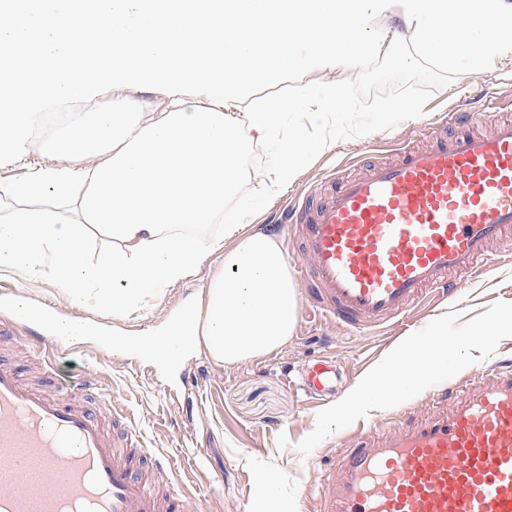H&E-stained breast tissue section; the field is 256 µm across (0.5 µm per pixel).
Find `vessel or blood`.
Returning <instances> with one entry per match:
<instances>
[{
    "label": "vessel or blood",
    "mask_w": 512,
    "mask_h": 512,
    "mask_svg": "<svg viewBox=\"0 0 512 512\" xmlns=\"http://www.w3.org/2000/svg\"><path fill=\"white\" fill-rule=\"evenodd\" d=\"M450 113L457 131H421L392 161L349 176L329 170L281 214L288 260L308 315L360 332L398 326L427 292L447 296L452 276L484 272L491 245L512 242V117L496 100ZM51 315L0 319L47 340ZM60 363L43 360L47 381ZM78 394L94 379L61 381ZM330 363L310 364L296 389L335 394ZM437 412L368 433L338 460L326 512H512V369L439 386ZM0 512H186L171 455L146 447L126 409L99 410L25 384L0 362Z\"/></svg>",
    "instance_id": "1"
}]
</instances>
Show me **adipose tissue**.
<instances>
[{"label": "adipose tissue", "instance_id": "ef3b65f1", "mask_svg": "<svg viewBox=\"0 0 512 512\" xmlns=\"http://www.w3.org/2000/svg\"><path fill=\"white\" fill-rule=\"evenodd\" d=\"M13 16L0 28V166L30 152L33 174L0 185V271L52 272L73 303L115 318L195 273L211 254L223 270L202 306L165 333L140 341L166 358V339L202 341L234 366L285 345L297 321V290L277 241L253 224L234 194L248 143L270 158L259 192L270 199L331 146L291 136L286 121L343 115L341 89L310 84L242 107L244 93L300 67L323 72L398 44L473 71L512 59V0H0ZM492 32L456 26L473 15ZM400 17L404 30L389 20ZM146 87L152 106L125 91ZM114 94L37 142L46 115L69 102ZM223 221L222 235L208 225ZM99 232L119 247L90 261ZM448 365V325L398 346L336 407L337 416L410 394L427 366Z\"/></svg>", "mask_w": 512, "mask_h": 512}]
</instances>
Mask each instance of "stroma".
<instances>
[{"mask_svg":"<svg viewBox=\"0 0 512 512\" xmlns=\"http://www.w3.org/2000/svg\"><path fill=\"white\" fill-rule=\"evenodd\" d=\"M327 80L345 93L350 117L322 125L305 119L291 123V134L310 142L326 138L333 146L313 157L288 192L272 200L259 196L258 176L268 154L258 145L245 154L246 175L237 194L251 200L255 223L267 224L291 194L316 181L328 166L340 164L350 173L358 169L357 157L368 147H377L381 156L388 157L392 151L387 140L417 141L421 124L440 118L451 104H466L482 91L512 97L511 63L476 73L461 63L446 66L418 56L408 39L391 51L355 66H338L330 73L288 72L248 90L246 96L257 102ZM400 100L415 102L418 117L375 124L376 112ZM495 259L497 266L488 275L455 280L453 294L426 316L425 326L412 332L413 338L426 339L430 323L447 318L448 339L453 343L448 350L449 380L470 378L483 367L512 364V334L480 333L486 311L512 310V246L502 247ZM220 269L217 255L208 256L194 277L164 289L146 309L111 321V328L126 336L162 328L184 306L198 300L202 286ZM1 282L16 286L26 301L51 306L54 315L79 316L93 324L102 321L94 307L72 303L51 274L27 278L0 271ZM403 339L398 331L353 335L331 324L312 329L298 325L283 348L229 367L180 340L170 343L176 357L172 365L139 350L120 354L94 339L75 345L74 350L82 355L88 375L100 384L89 396V405L99 406L101 397H110L134 415L149 447L177 457L180 478L190 496L187 512H257L260 497L246 494L245 488L272 471L279 473L282 484L268 505L269 512H309L321 498L323 477L337 461L345 437L370 426L396 429L400 411L410 419L426 415L430 387L421 385L409 397L352 413L334 424L328 415L335 401L313 400L291 391L288 375L324 358L340 365L348 386L353 387L365 373L382 366ZM200 373L205 374L206 383L195 397H188L180 379Z\"/></svg>","mask_w":512,"mask_h":512,"instance_id":"obj_1","label":"stroma"}]
</instances>
